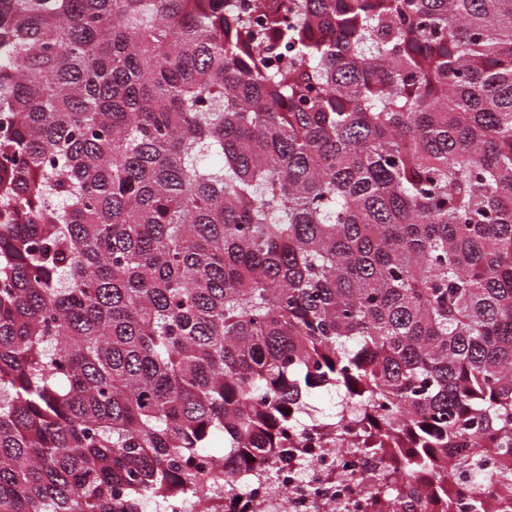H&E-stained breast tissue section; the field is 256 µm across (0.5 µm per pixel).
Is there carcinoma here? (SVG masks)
Here are the masks:
<instances>
[{
    "mask_svg": "<svg viewBox=\"0 0 512 512\" xmlns=\"http://www.w3.org/2000/svg\"><path fill=\"white\" fill-rule=\"evenodd\" d=\"M304 425L368 512H512V0H0V512Z\"/></svg>",
    "mask_w": 512,
    "mask_h": 512,
    "instance_id": "1",
    "label": "carcinoma"
}]
</instances>
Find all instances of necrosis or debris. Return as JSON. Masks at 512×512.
I'll list each match as a JSON object with an SVG mask.
<instances>
[{
  "mask_svg": "<svg viewBox=\"0 0 512 512\" xmlns=\"http://www.w3.org/2000/svg\"><path fill=\"white\" fill-rule=\"evenodd\" d=\"M382 469L375 461L350 448H311L305 458L280 465L274 479L258 476L247 483L241 498L224 502V512H310L305 500L309 483H316L319 501L325 506H343L345 512H365L363 488L354 485L349 473Z\"/></svg>",
  "mask_w": 512,
  "mask_h": 512,
  "instance_id": "4bbe7bcc",
  "label": "necrosis or debris"
}]
</instances>
